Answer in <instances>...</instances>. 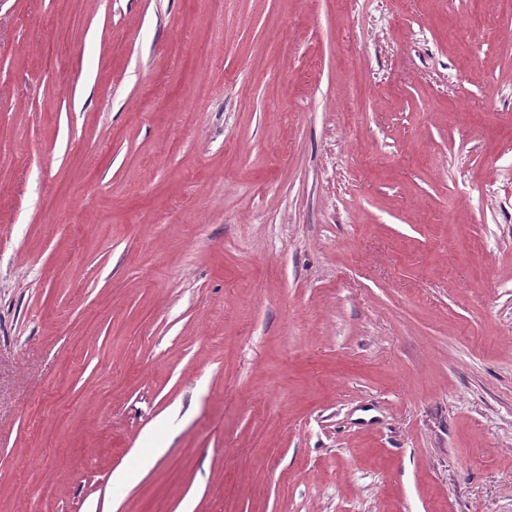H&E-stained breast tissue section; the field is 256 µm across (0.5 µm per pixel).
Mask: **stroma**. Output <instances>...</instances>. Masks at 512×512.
Instances as JSON below:
<instances>
[{"mask_svg":"<svg viewBox=\"0 0 512 512\" xmlns=\"http://www.w3.org/2000/svg\"><path fill=\"white\" fill-rule=\"evenodd\" d=\"M0 512H512V0H0Z\"/></svg>","mask_w":512,"mask_h":512,"instance_id":"stroma-1","label":"stroma"}]
</instances>
